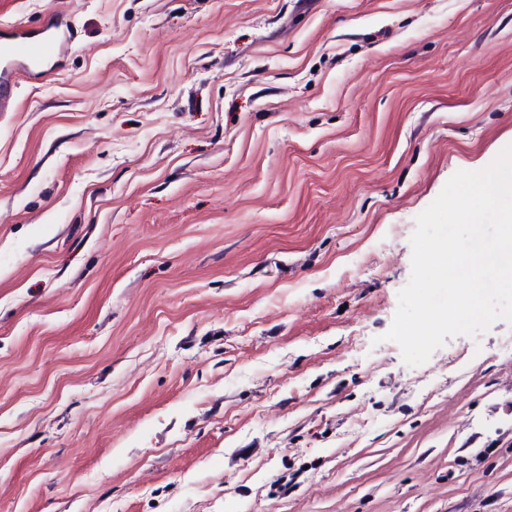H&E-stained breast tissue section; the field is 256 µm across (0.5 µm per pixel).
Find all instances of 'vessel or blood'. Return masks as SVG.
<instances>
[{"mask_svg": "<svg viewBox=\"0 0 512 512\" xmlns=\"http://www.w3.org/2000/svg\"><path fill=\"white\" fill-rule=\"evenodd\" d=\"M72 39L71 27L57 18L35 32L17 28L0 34V112L15 111L21 79L45 82L53 77V66L65 56Z\"/></svg>", "mask_w": 512, "mask_h": 512, "instance_id": "b4317fda", "label": "vessel or blood"}]
</instances>
